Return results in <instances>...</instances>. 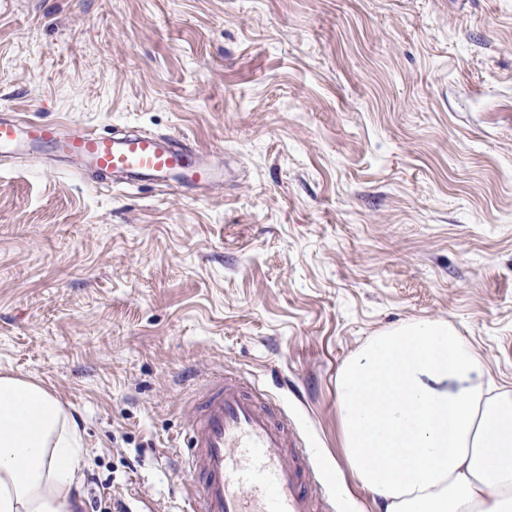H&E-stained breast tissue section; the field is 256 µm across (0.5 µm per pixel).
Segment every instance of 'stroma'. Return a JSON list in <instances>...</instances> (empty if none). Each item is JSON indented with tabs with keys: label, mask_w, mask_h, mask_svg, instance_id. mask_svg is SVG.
Returning a JSON list of instances; mask_svg holds the SVG:
<instances>
[{
	"label": "stroma",
	"mask_w": 512,
	"mask_h": 512,
	"mask_svg": "<svg viewBox=\"0 0 512 512\" xmlns=\"http://www.w3.org/2000/svg\"><path fill=\"white\" fill-rule=\"evenodd\" d=\"M174 134L224 166L190 197L0 163V375L88 448L80 512H175L194 378L285 409L334 512L336 374L444 320L512 390V0H14L0 106Z\"/></svg>",
	"instance_id": "obj_1"
}]
</instances>
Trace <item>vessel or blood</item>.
I'll return each mask as SVG.
<instances>
[{
    "mask_svg": "<svg viewBox=\"0 0 512 512\" xmlns=\"http://www.w3.org/2000/svg\"><path fill=\"white\" fill-rule=\"evenodd\" d=\"M49 149L110 185L212 187L223 169L177 137L134 129L122 136L76 123L0 118V159ZM184 470L189 512H329L315 491L311 454L285 413L243 378L215 376L188 397Z\"/></svg>",
    "mask_w": 512,
    "mask_h": 512,
    "instance_id": "b4317fda",
    "label": "vessel or blood"
}]
</instances>
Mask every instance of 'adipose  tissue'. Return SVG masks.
<instances>
[{
    "mask_svg": "<svg viewBox=\"0 0 512 512\" xmlns=\"http://www.w3.org/2000/svg\"><path fill=\"white\" fill-rule=\"evenodd\" d=\"M346 466L376 512H512V392L443 321L370 338L336 375ZM87 452L46 388L0 376V512H80Z\"/></svg>",
    "mask_w": 512,
    "mask_h": 512,
    "instance_id": "1",
    "label": "adipose tissue"
}]
</instances>
